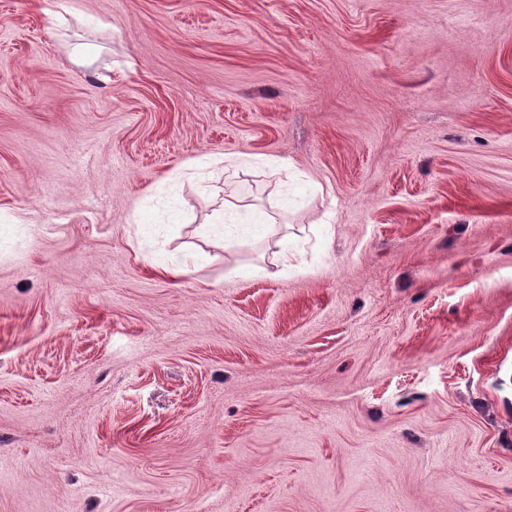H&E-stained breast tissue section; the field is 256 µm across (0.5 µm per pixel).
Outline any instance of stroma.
Here are the masks:
<instances>
[{
	"label": "stroma",
	"mask_w": 512,
	"mask_h": 512,
	"mask_svg": "<svg viewBox=\"0 0 512 512\" xmlns=\"http://www.w3.org/2000/svg\"><path fill=\"white\" fill-rule=\"evenodd\" d=\"M71 2L0 0V512H512V0ZM238 206L232 203H224V215L219 218V222L214 225L222 226L224 241L236 239L239 235V231H245L250 226H257L256 224H262L265 231H268L271 225H265L266 223L253 222L249 217H242L238 213L231 211L237 209Z\"/></svg>",
	"instance_id": "1"
}]
</instances>
